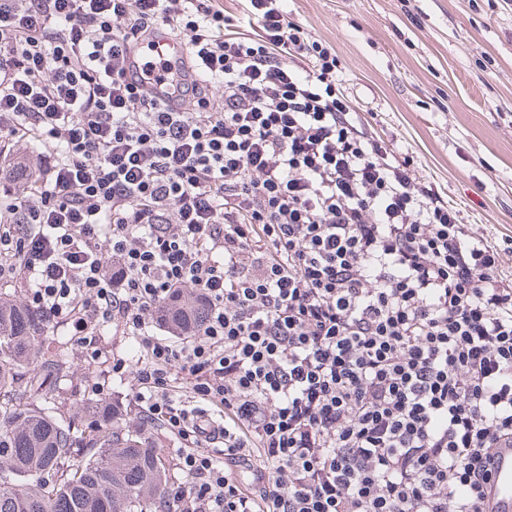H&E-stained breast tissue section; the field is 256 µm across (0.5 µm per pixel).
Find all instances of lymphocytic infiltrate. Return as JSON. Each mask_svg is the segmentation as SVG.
<instances>
[{"instance_id": "lymphocytic-infiltrate-1", "label": "lymphocytic infiltrate", "mask_w": 512, "mask_h": 512, "mask_svg": "<svg viewBox=\"0 0 512 512\" xmlns=\"http://www.w3.org/2000/svg\"><path fill=\"white\" fill-rule=\"evenodd\" d=\"M238 2L255 35L224 0H0V157L38 148L0 198V281L179 441L167 512H484L512 440L501 250L363 131L287 0ZM160 29L178 112L124 78ZM182 289L204 319L157 336Z\"/></svg>"}]
</instances>
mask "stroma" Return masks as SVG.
Segmentation results:
<instances>
[{"mask_svg":"<svg viewBox=\"0 0 512 512\" xmlns=\"http://www.w3.org/2000/svg\"><path fill=\"white\" fill-rule=\"evenodd\" d=\"M293 20L332 45L366 130L395 140L417 176L503 248L512 273V4L505 0H288ZM66 351L49 394L61 414L114 398L134 422L129 382L84 362L70 325L49 328L33 370ZM103 382L96 395L93 382Z\"/></svg>","mask_w":512,"mask_h":512,"instance_id":"35a3bbf8","label":"stroma"}]
</instances>
